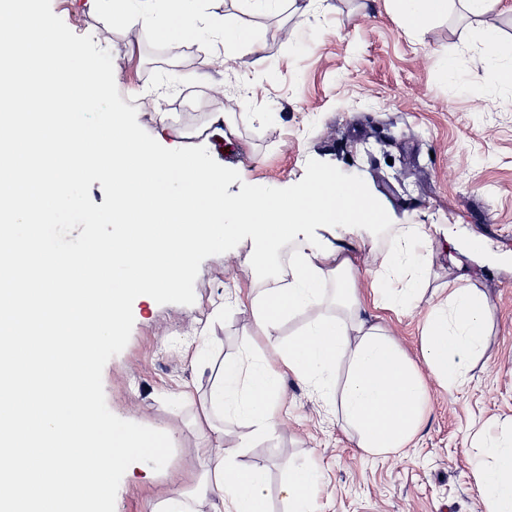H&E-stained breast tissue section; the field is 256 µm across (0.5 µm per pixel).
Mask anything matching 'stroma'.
<instances>
[{"label": "stroma", "mask_w": 512, "mask_h": 512, "mask_svg": "<svg viewBox=\"0 0 512 512\" xmlns=\"http://www.w3.org/2000/svg\"><path fill=\"white\" fill-rule=\"evenodd\" d=\"M58 37L83 47L101 72L102 96L86 122L119 116L154 152L200 153L224 174V192L283 194L317 165L364 187L394 224L454 225L456 248L433 236L426 289L406 313L367 308L414 362L430 307L445 289L483 291L493 324L467 380L447 393L429 380L424 420L403 451L357 448L340 411L291 374L280 419L265 437L217 415L224 446L268 473L270 512H284L280 487L292 465L321 474L314 512H483L476 463L484 437L512 426V84L502 62L485 60L476 20L454 0L447 17L409 30L391 0H195L196 40L159 38L94 9L89 0H36ZM231 16L262 45L225 46ZM451 58L452 74L439 62ZM310 235L349 247L360 271L379 269L390 233L363 245L329 225ZM485 244L468 248L471 237ZM249 231L199 249L183 284L134 299L119 337L96 357L99 408L129 428L169 438L165 458L133 460L112 476L107 512H155L192 492L205 458L200 426L209 384L224 360L269 358L318 316L333 313L334 284L318 307L287 317L275 336L253 333L248 308L226 302L287 287V269L253 263Z\"/></svg>", "instance_id": "35a3bbf8"}]
</instances>
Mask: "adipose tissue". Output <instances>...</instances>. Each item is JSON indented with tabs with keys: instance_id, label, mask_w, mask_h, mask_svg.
Returning <instances> with one entry per match:
<instances>
[{
	"instance_id": "obj_1",
	"label": "adipose tissue",
	"mask_w": 512,
	"mask_h": 512,
	"mask_svg": "<svg viewBox=\"0 0 512 512\" xmlns=\"http://www.w3.org/2000/svg\"><path fill=\"white\" fill-rule=\"evenodd\" d=\"M462 2L481 20L487 56L511 60L512 42L502 39L491 0ZM95 3L167 38L197 36L192 0H142L135 14L127 0ZM0 56L21 75L10 89L9 111H0V209L10 216L0 225V512H51L59 500L74 512H100L111 498L114 471L167 448L164 437L101 412L95 358L120 333L131 299L179 287L197 248L225 244L244 226L252 231L259 267L267 265L271 246L298 243L288 286L249 300L255 335H274L285 317L320 304L330 279L337 313L306 325L278 349L277 362L225 360L210 392L211 410L245 420L251 437L264 436L279 417L288 372L324 399L339 400L358 447L381 456L400 452L418 431L426 375L451 393L463 385L468 363L485 351L492 320L483 292L462 285L430 309L422 370L384 326L361 315L365 303L395 312L421 293L433 243L427 225L401 226L370 274L368 293H361L353 259L304 230L330 224L362 240L372 237L386 215L362 187L318 167L286 195L231 198L221 172L204 156H158L112 114L86 123L84 113L100 94V72L84 65L81 46L58 39L35 0H0ZM88 167L112 187V240L93 253L82 245L64 250L53 229L80 211L77 174ZM45 200L52 208L42 209ZM161 222L177 225V235L160 236ZM166 253L174 254V263L153 264ZM90 260L126 274L93 324L81 316L89 292L76 276ZM341 366L346 377L340 385L334 372ZM64 434L97 447H71L61 442ZM223 444L220 430L205 441L199 495L216 497V512H268L265 470L240 466ZM487 454L490 464L477 473L484 512H512V438L491 442ZM320 481L315 468H289L283 488L288 512H312Z\"/></svg>"
}]
</instances>
